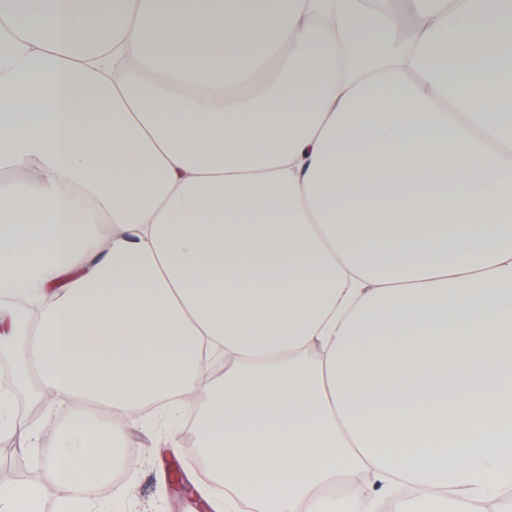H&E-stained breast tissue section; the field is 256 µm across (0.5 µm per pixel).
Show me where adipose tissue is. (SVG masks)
I'll return each mask as SVG.
<instances>
[{"mask_svg":"<svg viewBox=\"0 0 512 512\" xmlns=\"http://www.w3.org/2000/svg\"><path fill=\"white\" fill-rule=\"evenodd\" d=\"M4 169L0 512L163 402L211 512L512 505V0H0Z\"/></svg>","mask_w":512,"mask_h":512,"instance_id":"1","label":"adipose tissue"}]
</instances>
